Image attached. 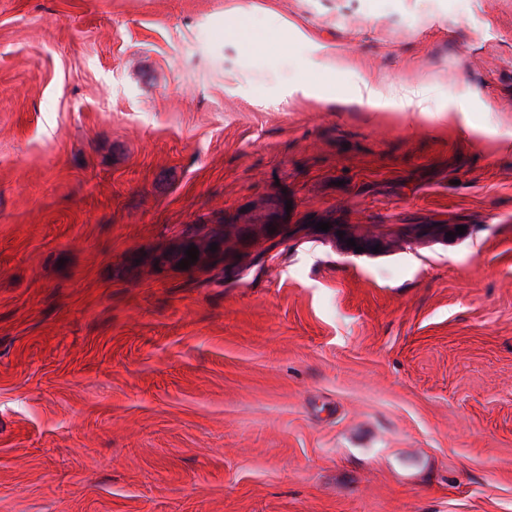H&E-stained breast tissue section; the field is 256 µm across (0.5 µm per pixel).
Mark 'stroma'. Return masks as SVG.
I'll return each mask as SVG.
<instances>
[{"label": "stroma", "mask_w": 512, "mask_h": 512, "mask_svg": "<svg viewBox=\"0 0 512 512\" xmlns=\"http://www.w3.org/2000/svg\"><path fill=\"white\" fill-rule=\"evenodd\" d=\"M506 141L512 0H0V512H512ZM390 99L399 107L415 106L418 113L424 122L431 120H443L448 115V120H454L455 112H431L430 108L426 105L427 96L422 88H400L399 90L389 91ZM195 236L196 234L190 235L179 245L160 251L154 256V262L160 266L169 265L171 267L177 268V265L180 262V249H188L189 246H196L199 250V255H197L198 263L202 262L203 254H206L208 257L213 256L212 258L218 257L215 256V252L210 250V245L214 243V237H211L207 242H203V240H196Z\"/></svg>", "instance_id": "35a3bbf8"}]
</instances>
